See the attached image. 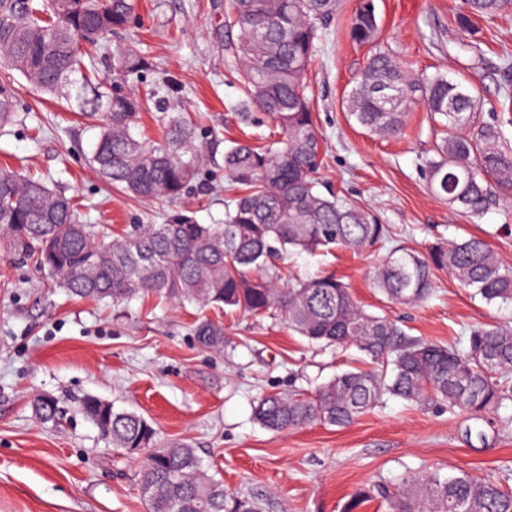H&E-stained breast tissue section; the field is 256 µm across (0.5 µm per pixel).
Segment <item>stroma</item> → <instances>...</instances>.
<instances>
[{
    "instance_id": "stroma-1",
    "label": "stroma",
    "mask_w": 512,
    "mask_h": 512,
    "mask_svg": "<svg viewBox=\"0 0 512 512\" xmlns=\"http://www.w3.org/2000/svg\"><path fill=\"white\" fill-rule=\"evenodd\" d=\"M375 4L377 43L409 73L440 71L466 81L478 89L486 117L512 106L503 79L512 70V8L474 18L465 31L456 23L464 0ZM357 5L339 0L305 77L306 94L324 139L320 182L371 211L389 233L359 254L289 256L286 280L333 273L367 311L389 314L408 335L462 347L471 326L512 324V302L485 303L440 271L430 300L395 305L375 288L374 272L394 247L425 253L470 236L484 239L501 265L512 268V199L496 200L471 218L451 212L430 191L422 165L441 132L423 104L412 107L400 139L371 134L350 116L346 100L369 55L348 37ZM230 36L224 0H140L137 14L95 60L105 85L117 81L136 93L166 80L178 89L170 111L201 115L208 160L176 202L161 207L104 182L88 162L96 122L19 75L15 120L0 127V166L45 176L78 202L85 223L110 238L176 213L200 224L223 223L224 148L253 132L235 116L244 93L240 66L224 50ZM116 49L146 59L138 76L119 79ZM201 315L223 322V354L196 345L193 328ZM364 362L357 348L311 346L268 319L166 301L72 299L33 261L0 256V512H146L139 456L113 454L81 415L57 427L36 417L37 396L74 392L136 411L162 438L190 443L225 487L249 492L268 512H344L357 491H392L431 468L512 487V401L492 415L482 441L467 439L466 417L395 398L345 428L314 423L275 434L252 420L261 394L310 391Z\"/></svg>"
}]
</instances>
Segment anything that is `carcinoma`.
<instances>
[{
	"mask_svg": "<svg viewBox=\"0 0 512 512\" xmlns=\"http://www.w3.org/2000/svg\"><path fill=\"white\" fill-rule=\"evenodd\" d=\"M338 0H225L227 26L237 30L227 50L244 82L241 106L255 107L271 123L268 134L224 148V172L235 195L222 224H197L175 215L164 224H136L106 242L96 225L81 220L78 204L46 182L0 170V249L23 257L78 299L120 303L157 297L200 308L243 311L283 319L308 343L354 346L378 365L345 370L311 395L266 393L253 419L271 432L313 423L352 424L386 396L436 404L450 414L484 419L512 400V326L474 327L459 349L410 339L388 316L358 305L332 274L298 280L287 288L278 261L290 254L332 249L361 252L388 229L369 211L331 191L315 174L323 140L303 76L316 56L319 32L334 18ZM469 15L493 16L512 0H467ZM137 0H0V125L14 118L16 71L37 90L76 104L86 118L102 117L89 157L107 181L155 202L178 199L203 166V144L188 117L167 118L161 141L134 133L138 112L177 94L168 81L143 96L109 91L86 60L134 14ZM374 0H361L349 28L359 45L376 41ZM120 69L136 74L143 61L120 54ZM422 102L442 127L434 156L425 160L431 191L454 211L478 217L498 194L512 197V142L505 121L483 120L470 87L435 73L414 78L393 54L376 49L347 99L352 117L369 132L398 137L412 105ZM446 271L488 304L512 301V271L502 268L487 243L470 237L428 253L399 248L375 273L391 302L415 304L434 293ZM197 345L224 351V326L208 318L194 329ZM76 409L113 450L141 455L139 484L148 512H264L258 499L224 489L194 448L160 439L135 411L119 410L93 394L74 398ZM37 416L59 424L64 399L43 395ZM388 512H512V491L466 471H426L385 495Z\"/></svg>",
	"mask_w": 512,
	"mask_h": 512,
	"instance_id": "1",
	"label": "carcinoma"
}]
</instances>
